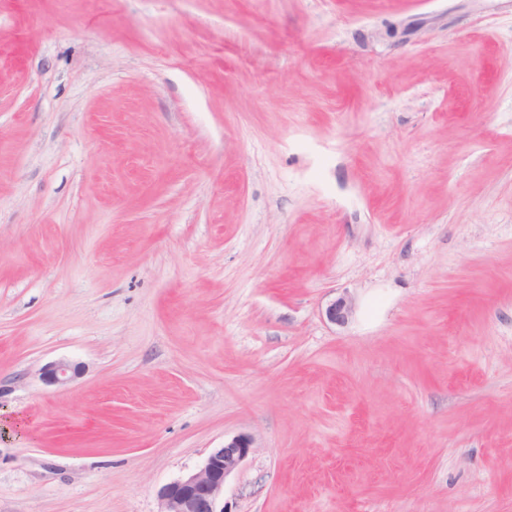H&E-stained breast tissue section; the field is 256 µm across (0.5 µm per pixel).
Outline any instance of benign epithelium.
Returning <instances> with one entry per match:
<instances>
[{
  "label": "benign epithelium",
  "mask_w": 512,
  "mask_h": 512,
  "mask_svg": "<svg viewBox=\"0 0 512 512\" xmlns=\"http://www.w3.org/2000/svg\"><path fill=\"white\" fill-rule=\"evenodd\" d=\"M351 313L352 304L344 296L326 309V316L333 323H345ZM81 372L80 364L61 361L46 366L41 376L46 384L62 388ZM252 445L248 436H233L213 449L196 472L161 486L158 490L161 512H218L226 477L245 460Z\"/></svg>",
  "instance_id": "obj_1"
}]
</instances>
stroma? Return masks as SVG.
<instances>
[{
    "mask_svg": "<svg viewBox=\"0 0 512 512\" xmlns=\"http://www.w3.org/2000/svg\"><path fill=\"white\" fill-rule=\"evenodd\" d=\"M238 434L224 512H512V0H0V512ZM82 372V366L78 363L56 362L46 366L42 373V380L50 386L66 387L74 378Z\"/></svg>",
    "mask_w": 512,
    "mask_h": 512,
    "instance_id": "stroma-1",
    "label": "stroma"
}]
</instances>
